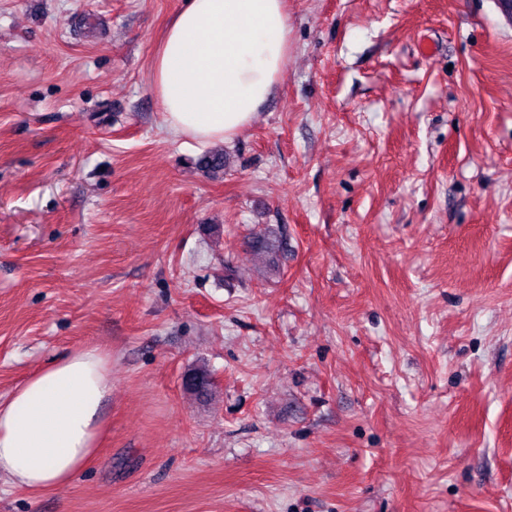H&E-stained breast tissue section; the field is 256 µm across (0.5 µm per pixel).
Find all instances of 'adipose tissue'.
Wrapping results in <instances>:
<instances>
[{
    "mask_svg": "<svg viewBox=\"0 0 512 512\" xmlns=\"http://www.w3.org/2000/svg\"><path fill=\"white\" fill-rule=\"evenodd\" d=\"M288 60L286 0H185L152 62L151 90L173 135L229 142L276 92ZM112 396L104 351L74 349L0 398V474L43 493L95 457Z\"/></svg>",
    "mask_w": 512,
    "mask_h": 512,
    "instance_id": "1",
    "label": "adipose tissue"
}]
</instances>
